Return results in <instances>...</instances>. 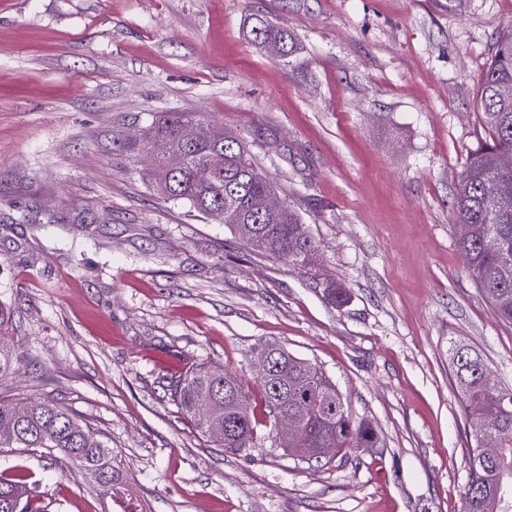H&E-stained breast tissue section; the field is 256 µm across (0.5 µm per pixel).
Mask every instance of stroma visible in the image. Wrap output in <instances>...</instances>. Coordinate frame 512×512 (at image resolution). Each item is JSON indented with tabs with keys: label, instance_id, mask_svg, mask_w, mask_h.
<instances>
[{
	"label": "stroma",
	"instance_id": "35a3bbf8",
	"mask_svg": "<svg viewBox=\"0 0 512 512\" xmlns=\"http://www.w3.org/2000/svg\"><path fill=\"white\" fill-rule=\"evenodd\" d=\"M263 15L299 50L255 45ZM512 0H0V399L96 430L147 512H462L475 444L449 351L512 388V328L466 273L448 204L488 132L477 94ZM165 112L242 140L319 243L301 268L148 188L127 143ZM347 290L326 300L323 281ZM317 363L373 448L230 454L166 385ZM49 512H107L63 456L0 450Z\"/></svg>",
	"mask_w": 512,
	"mask_h": 512
}]
</instances>
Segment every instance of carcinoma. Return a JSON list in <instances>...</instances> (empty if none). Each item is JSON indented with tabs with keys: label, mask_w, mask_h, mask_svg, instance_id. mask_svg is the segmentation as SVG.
Instances as JSON below:
<instances>
[{
	"label": "carcinoma",
	"mask_w": 512,
	"mask_h": 512,
	"mask_svg": "<svg viewBox=\"0 0 512 512\" xmlns=\"http://www.w3.org/2000/svg\"><path fill=\"white\" fill-rule=\"evenodd\" d=\"M258 45L276 42L283 57L292 56L296 42L287 29L264 16L253 17L249 31ZM488 138L470 152L450 202L456 224L466 225L457 238L465 269L502 323L512 325V169L498 165L502 151L512 152V25L498 32L479 98ZM224 129L195 115L170 112L147 128L144 140L127 146L143 158L145 179L162 198L185 202L205 218L235 227L251 226L254 252L306 268L313 265L319 245L298 235L299 214L285 207L279 216L262 210L263 198L276 186L258 170L241 141L224 139ZM165 139L186 157V164L161 187L162 159L150 142ZM224 154V169L203 164L212 152ZM451 379L468 419L475 428L469 453V485L464 512H512V388L499 384L480 355L469 345L451 349ZM13 350L0 345V379L16 370ZM170 394L197 433L232 454H245L265 439L269 428L275 447L297 462H319L323 448H374L373 427L356 420L336 383L315 363L279 349L274 371L248 383L224 368L198 364L170 380ZM298 422L292 436L282 435L276 417ZM496 451H483L485 443ZM0 448L21 453L61 454L86 482L111 501L129 505L122 512H144L130 505L132 481L108 445L68 410L41 400L22 405L0 400ZM0 512H46L35 485L22 475L0 473Z\"/></svg>",
	"instance_id": "1"
}]
</instances>
